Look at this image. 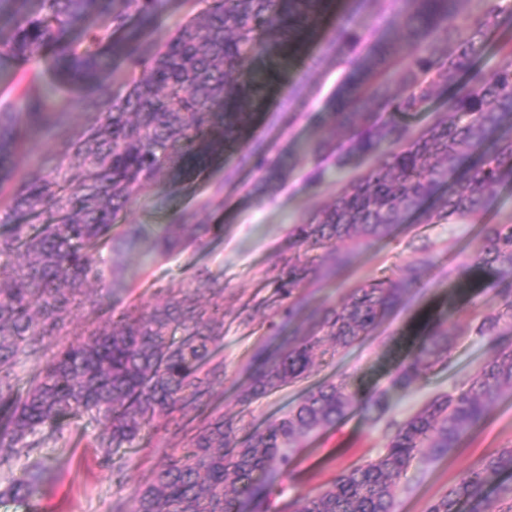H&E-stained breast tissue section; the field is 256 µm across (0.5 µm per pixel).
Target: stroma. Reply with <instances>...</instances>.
<instances>
[{"instance_id": "stroma-1", "label": "stroma", "mask_w": 512, "mask_h": 512, "mask_svg": "<svg viewBox=\"0 0 512 512\" xmlns=\"http://www.w3.org/2000/svg\"><path fill=\"white\" fill-rule=\"evenodd\" d=\"M204 6V0H163L158 17L144 34V47L158 48L178 23ZM402 6V0H381L376 9L357 12L355 32L368 40L393 35L400 24ZM348 10L349 0H333L293 65L274 84L265 103L255 109L253 123L242 142L180 186L158 183L144 189L123 218L124 223L142 224L147 232L154 233L180 214L193 213L199 221L223 225V237L159 261L146 258L140 251L132 253L116 276L111 273L110 249L101 248L96 265L103 279L94 299L76 301L71 319L60 335L46 340L39 360L16 366L14 378L18 384H25L38 362L50 360L58 347L92 329L97 307L111 305L120 311L134 305L147 311L166 299L169 289L191 292L201 281L211 279L223 288L224 308L229 311L264 287L284 258L312 260V253L295 244L293 226L304 223L341 193L351 179L375 164L374 158L366 157L341 171L328 168L318 181L310 179L322 165L321 159L312 154V145L336 133L327 115V101L345 73L343 59L347 51L332 45L328 34L337 17ZM52 66L48 52L34 62L0 57V107L20 109L25 84L32 79L50 83ZM52 99L66 109V120L47 131L25 132L24 145L14 158L17 178L65 169L68 159L63 140L97 118L95 112L73 107L64 93H53ZM263 156L287 160L289 166L284 180L261 194L256 190L261 178L256 163ZM487 224H512V184L498 187L481 219L421 224L416 218H408L390 236L363 245L351 267L335 280L300 288L298 294L307 299L310 308H331L339 305L357 282L398 278L414 249L427 248L431 258L403 304L362 343L326 357L305 385L343 379L361 396L386 391L390 417L402 420L435 395L451 392L471 378L489 352L482 338L462 335L461 330L475 313L484 311L485 300H452L448 291L458 284L463 262L480 248ZM273 320L272 313L264 310L247 325L229 318L224 321V380L215 387L216 403L224 414L241 416V425L247 430L287 412L301 393L302 387L295 386L247 407L238 402L237 394L246 380L245 367L253 351L264 342ZM425 325L456 334L447 361L409 388H390L388 376L393 364L410 352L419 327ZM178 425L175 418L155 420L133 447L119 449L108 465L102 463L95 446L100 433L96 423L83 421L66 428L57 444L40 449L34 458L45 468L37 497L28 503L0 498V512H117L150 479L166 455L185 446ZM383 429L382 423L355 409L343 421L305 439L293 468L275 491L271 512H287L289 501L318 493L343 470L374 458L383 448ZM510 446L512 396L507 395L448 456L414 464L397 492V512H426L429 503L463 472Z\"/></svg>"}]
</instances>
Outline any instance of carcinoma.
Wrapping results in <instances>:
<instances>
[{"mask_svg":"<svg viewBox=\"0 0 512 512\" xmlns=\"http://www.w3.org/2000/svg\"><path fill=\"white\" fill-rule=\"evenodd\" d=\"M205 2L147 54L141 31L129 32L118 48L112 35L133 15L153 22L161 0H0V14L12 20L0 54L30 62L54 48L56 79L70 100L100 115L64 142L67 169L16 182L12 157L23 129L47 125L49 101L34 82L23 91L21 115L0 108V186L12 184L6 216H47L39 224L0 225V496L29 501L39 493L42 467L17 477L13 463L57 441L76 419L87 416L102 426L97 448L108 465L152 420L178 414L190 432L187 448L166 458L131 497L128 512H242L244 503L251 512H266L301 442L359 403L347 381L325 382L287 413L240 435L237 422L212 406L213 388L224 376L217 361L224 338L222 288L212 289L215 300L206 306L173 294L147 312L109 307L87 337L61 346L38 366L26 389L11 383L14 367L37 355L90 280L101 279L94 252L111 246L115 270L141 248L145 227L126 224L116 231L120 213L145 187L190 178L237 143L253 116L247 108L265 97L327 7L326 0ZM403 2L400 33L348 57L329 98L343 138L312 147L318 156H334L338 169L363 157L377 158L376 165L294 226L299 244L322 250L317 267L283 260L272 295L236 311L247 322L262 305L281 318L250 357V383L238 394L243 405L308 378L316 361L364 340L400 305L429 258L426 249H417L399 279L359 284L340 305L314 315L302 336L286 329L303 305L284 306L283 300L311 280L337 277L357 247L388 237L406 216L416 214L422 224L475 218L497 187L512 180V45L491 75L475 68L488 35L512 21V6L483 0L482 12L471 16L462 9L466 0ZM458 22L470 28V38L435 52L438 33ZM353 26V15L340 17L331 42L351 46ZM112 56L128 63L129 82L124 94L103 97ZM454 85L447 111L418 137L391 147L405 119ZM286 168L283 160L260 161L267 184L281 180ZM223 234L222 224H193L181 216L155 233L149 254L162 259ZM457 291L488 303L466 327L486 338L491 352L477 375L406 419L385 421V446L376 458L344 470L321 492L292 500L288 512H396L397 491L412 463L448 456L512 394V342L500 330L501 322L512 321V224L486 225ZM453 341L439 330L423 334L392 371L390 385L406 389L430 373ZM359 404L377 422L388 411L382 391ZM505 473L512 474V448L466 471L427 512H461L464 506L468 512H512V486L495 489L493 499L486 493L490 479Z\"/></svg>","mask_w":512,"mask_h":512,"instance_id":"cac0c4a2","label":"carcinoma"}]
</instances>
